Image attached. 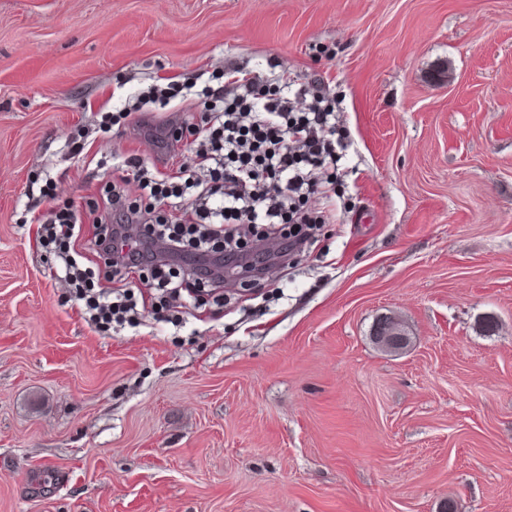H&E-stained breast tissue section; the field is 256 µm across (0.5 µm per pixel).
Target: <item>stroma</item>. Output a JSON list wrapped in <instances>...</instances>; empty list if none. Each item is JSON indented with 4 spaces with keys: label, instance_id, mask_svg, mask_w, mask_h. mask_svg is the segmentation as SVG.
Here are the masks:
<instances>
[{
    "label": "stroma",
    "instance_id": "1",
    "mask_svg": "<svg viewBox=\"0 0 512 512\" xmlns=\"http://www.w3.org/2000/svg\"><path fill=\"white\" fill-rule=\"evenodd\" d=\"M230 67L339 100L333 223L178 324L95 332L43 220L70 206L109 277L106 187L192 162L143 125L199 123ZM172 81L184 100L101 125ZM386 316L404 349L373 339ZM447 503L512 512V0H0V512Z\"/></svg>",
    "mask_w": 512,
    "mask_h": 512
}]
</instances>
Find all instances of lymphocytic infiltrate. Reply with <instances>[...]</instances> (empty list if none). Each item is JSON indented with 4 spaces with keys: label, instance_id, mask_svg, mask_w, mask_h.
<instances>
[{
    "label": "lymphocytic infiltrate",
    "instance_id": "lymphocytic-infiltrate-1",
    "mask_svg": "<svg viewBox=\"0 0 512 512\" xmlns=\"http://www.w3.org/2000/svg\"><path fill=\"white\" fill-rule=\"evenodd\" d=\"M223 78L205 94L202 125L181 127L166 143L172 150L194 136L193 163L169 175L135 162L139 202L124 203L117 188L110 195L111 224L95 246L121 285L93 289L79 269L78 218L66 208L52 210L45 231L58 243L56 273L89 290L92 323L120 326L142 317L127 274L150 271L159 290L188 303L198 285L217 276L209 259L242 258L241 227L279 225L291 252L307 228L329 223L330 211H312L306 203L312 195L328 200L336 193L344 145L335 137V99L315 87L240 78L230 69Z\"/></svg>",
    "mask_w": 512,
    "mask_h": 512
}]
</instances>
